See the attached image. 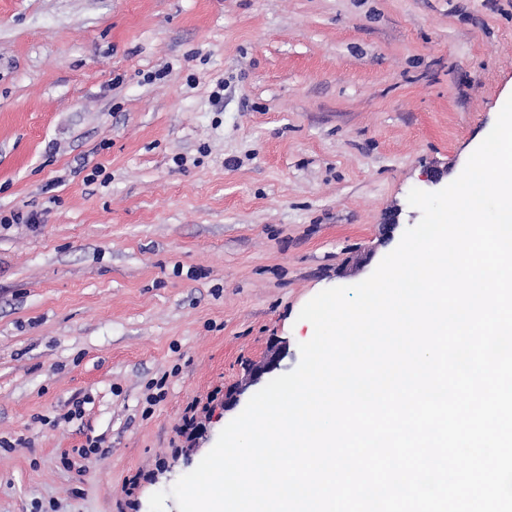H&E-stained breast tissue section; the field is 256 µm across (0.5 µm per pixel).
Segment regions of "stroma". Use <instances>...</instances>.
<instances>
[{"label": "stroma", "mask_w": 512, "mask_h": 512, "mask_svg": "<svg viewBox=\"0 0 512 512\" xmlns=\"http://www.w3.org/2000/svg\"><path fill=\"white\" fill-rule=\"evenodd\" d=\"M511 90L512 0H0V212L39 219L0 228V512H149ZM285 350L286 349L278 343L272 344L264 360L249 368L247 385L244 387H235L225 392L224 408H234L237 406L249 386L259 384L265 375L271 374L279 369L280 362L286 353ZM199 404L200 402L196 400L186 407L182 416V424L179 427V433L189 441L202 429L201 414H210V407L207 403L201 408Z\"/></svg>", "instance_id": "35a3bbf8"}]
</instances>
